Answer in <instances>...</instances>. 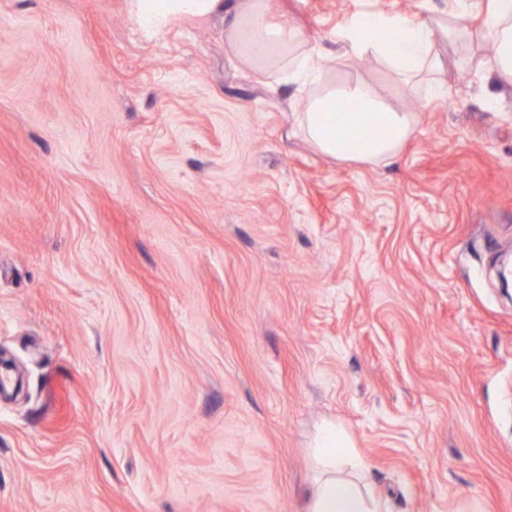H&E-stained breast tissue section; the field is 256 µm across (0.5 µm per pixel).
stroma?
<instances>
[{
    "instance_id": "stroma-1",
    "label": "stroma",
    "mask_w": 512,
    "mask_h": 512,
    "mask_svg": "<svg viewBox=\"0 0 512 512\" xmlns=\"http://www.w3.org/2000/svg\"><path fill=\"white\" fill-rule=\"evenodd\" d=\"M315 44L367 10L270 0ZM472 37L390 162L299 133L221 18L0 0V512H306L336 423L382 512H512V86ZM471 71L459 77L458 56ZM502 101L485 106L487 93Z\"/></svg>"
}]
</instances>
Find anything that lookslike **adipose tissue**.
Listing matches in <instances>:
<instances>
[{
    "instance_id": "ef3b65f1",
    "label": "adipose tissue",
    "mask_w": 512,
    "mask_h": 512,
    "mask_svg": "<svg viewBox=\"0 0 512 512\" xmlns=\"http://www.w3.org/2000/svg\"><path fill=\"white\" fill-rule=\"evenodd\" d=\"M451 13L410 18L363 12L335 33L340 55L309 45L294 26L268 20L269 0H128V11L146 35L175 21L220 14L229 49L253 68L304 94L296 122L322 154L346 162L380 164L396 157L416 131L417 113L395 107L369 83L354 77L338 83L327 71L356 58L378 60L409 95L425 89L432 99L448 95L441 75L445 62L436 46L469 33L468 0H455ZM495 81L512 86V0H489L481 30ZM316 475L309 512H379L370 495L367 465L345 450L337 426L323 427L314 450Z\"/></svg>"
}]
</instances>
